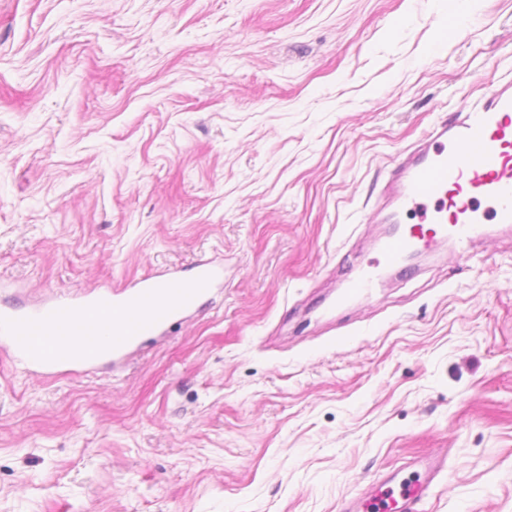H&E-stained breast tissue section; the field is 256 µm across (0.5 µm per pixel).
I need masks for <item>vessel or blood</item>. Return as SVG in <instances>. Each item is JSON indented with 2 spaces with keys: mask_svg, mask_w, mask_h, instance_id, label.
I'll return each instance as SVG.
<instances>
[{
  "mask_svg": "<svg viewBox=\"0 0 512 512\" xmlns=\"http://www.w3.org/2000/svg\"><path fill=\"white\" fill-rule=\"evenodd\" d=\"M387 184L374 211L384 212L391 224L404 214L419 218L412 229L384 241L381 256L389 263L444 233L465 261L470 241L485 225H511L512 81L498 84L484 101L462 106L452 123L434 125L420 151L399 159ZM222 278L218 268L199 264L188 277H147L109 292L27 308L1 305L0 353L45 377L121 361L143 337L164 333L195 312ZM112 311L121 313V321L106 325L89 318ZM439 472L436 463L425 461L411 478L389 474L352 503L350 512H411Z\"/></svg>",
  "mask_w": 512,
  "mask_h": 512,
  "instance_id": "b4317fda",
  "label": "vessel or blood"
}]
</instances>
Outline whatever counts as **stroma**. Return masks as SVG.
Instances as JSON below:
<instances>
[{"mask_svg": "<svg viewBox=\"0 0 512 512\" xmlns=\"http://www.w3.org/2000/svg\"><path fill=\"white\" fill-rule=\"evenodd\" d=\"M512 78V0H0V304L200 262L126 364L0 354V512H512V226L378 274L400 151ZM436 463L425 461L414 471L412 478L397 480L391 473L372 484L365 497L352 503L350 512H409L428 491L439 474Z\"/></svg>", "mask_w": 512, "mask_h": 512, "instance_id": "35a3bbf8", "label": "stroma"}]
</instances>
